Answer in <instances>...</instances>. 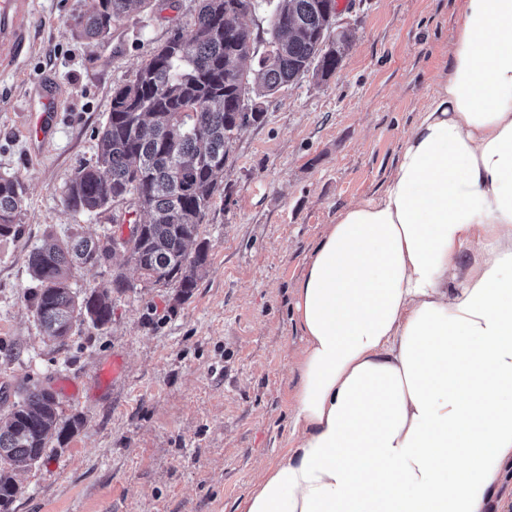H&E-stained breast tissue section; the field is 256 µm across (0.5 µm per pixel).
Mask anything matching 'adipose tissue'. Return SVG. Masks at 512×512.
I'll list each match as a JSON object with an SVG mask.
<instances>
[{"mask_svg": "<svg viewBox=\"0 0 512 512\" xmlns=\"http://www.w3.org/2000/svg\"><path fill=\"white\" fill-rule=\"evenodd\" d=\"M295 311V445L240 512H491L512 463V0H463L447 79Z\"/></svg>", "mask_w": 512, "mask_h": 512, "instance_id": "1", "label": "adipose tissue"}]
</instances>
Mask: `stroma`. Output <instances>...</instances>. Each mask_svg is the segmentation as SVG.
I'll use <instances>...</instances> for the list:
<instances>
[{
	"instance_id": "stroma-1",
	"label": "stroma",
	"mask_w": 512,
	"mask_h": 512,
	"mask_svg": "<svg viewBox=\"0 0 512 512\" xmlns=\"http://www.w3.org/2000/svg\"><path fill=\"white\" fill-rule=\"evenodd\" d=\"M199 0H153L102 40L78 35L94 0H33L32 49L0 72V176L24 186L21 232L0 238V415L29 381L52 388L68 439H50L39 464L17 472L11 512H237L260 472L290 446L305 338L294 287L338 211L379 194L418 112L448 75L462 0H346L349 35L340 71L309 72L260 103L219 176L200 235L208 265L191 296L149 288L115 255L75 268L85 296L122 267L131 287L112 295V320L75 324L65 345L48 340L27 302L26 262L45 241L112 234L134 206L76 214L61 190L96 160L115 89L154 48L188 27ZM57 96L44 144L25 128L41 87ZM121 356L101 386L99 366Z\"/></svg>"
}]
</instances>
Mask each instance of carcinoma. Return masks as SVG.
Returning <instances> with one entry per match:
<instances>
[{
	"instance_id": "1",
	"label": "carcinoma",
	"mask_w": 512,
	"mask_h": 512,
	"mask_svg": "<svg viewBox=\"0 0 512 512\" xmlns=\"http://www.w3.org/2000/svg\"><path fill=\"white\" fill-rule=\"evenodd\" d=\"M146 0H95L81 19V35L105 37L125 13ZM336 0H274L265 55L249 73L232 65L255 56L247 39L226 27L252 10L254 0H200L196 18L168 38L137 70L134 79L112 95L95 164L80 169L63 187L61 197L76 214L107 209L138 195L137 210L146 215L142 231L131 242L125 263L137 269L149 286H172L177 298L191 295L207 264L209 243L199 228L220 191L227 144L242 127L256 123L263 109L245 111L243 85L262 98L314 68L329 77L343 61L321 32L330 25ZM24 191L19 178L0 176V238L20 232L18 218ZM102 239L77 236L31 250L27 263L38 288L28 296L46 336L62 343L73 324L102 328L112 321V291L130 287L124 273L91 294L79 297L69 279L76 265L101 266L110 260ZM60 403L37 383L24 390L0 419V501L10 505L18 485L14 472L43 459L48 437L78 430L74 419L57 428Z\"/></svg>"
}]
</instances>
